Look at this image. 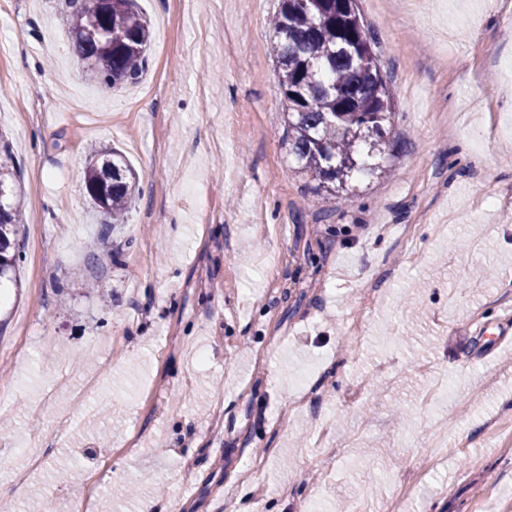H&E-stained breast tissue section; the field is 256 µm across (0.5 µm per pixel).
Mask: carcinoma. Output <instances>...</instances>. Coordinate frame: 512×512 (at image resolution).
Instances as JSON below:
<instances>
[{
	"label": "carcinoma",
	"mask_w": 512,
	"mask_h": 512,
	"mask_svg": "<svg viewBox=\"0 0 512 512\" xmlns=\"http://www.w3.org/2000/svg\"><path fill=\"white\" fill-rule=\"evenodd\" d=\"M68 2L72 10L63 22L84 77L108 86L137 82L148 63L151 31L136 0H101L102 35L90 31L93 0ZM271 30L288 155L316 182L314 190L334 195L355 179L386 173L381 160L400 148L385 128L394 96L355 0H280ZM17 176L11 156L0 160V288L17 285L23 260ZM138 184L126 156L102 146L85 170L84 188L106 192L99 211L104 231L125 223Z\"/></svg>",
	"instance_id": "1"
}]
</instances>
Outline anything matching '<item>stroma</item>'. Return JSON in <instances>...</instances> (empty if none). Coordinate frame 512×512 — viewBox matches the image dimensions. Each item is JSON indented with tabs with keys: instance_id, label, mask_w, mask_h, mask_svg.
I'll list each match as a JSON object with an SVG mask.
<instances>
[{
	"instance_id": "1",
	"label": "stroma",
	"mask_w": 512,
	"mask_h": 512,
	"mask_svg": "<svg viewBox=\"0 0 512 512\" xmlns=\"http://www.w3.org/2000/svg\"><path fill=\"white\" fill-rule=\"evenodd\" d=\"M138 4L148 65L112 88L84 81L64 0H0L25 213L0 512L88 489L91 512H512V342L473 333L512 313V0H357L402 150L334 196L284 142L279 0ZM107 143L139 193L95 262Z\"/></svg>"
}]
</instances>
